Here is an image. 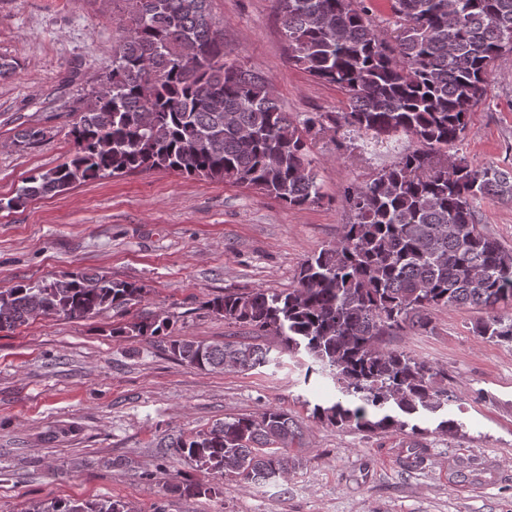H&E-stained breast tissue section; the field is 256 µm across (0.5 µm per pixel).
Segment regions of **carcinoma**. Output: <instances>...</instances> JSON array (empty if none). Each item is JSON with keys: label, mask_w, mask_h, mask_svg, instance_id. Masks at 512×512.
<instances>
[{"label": "carcinoma", "mask_w": 512, "mask_h": 512, "mask_svg": "<svg viewBox=\"0 0 512 512\" xmlns=\"http://www.w3.org/2000/svg\"><path fill=\"white\" fill-rule=\"evenodd\" d=\"M128 34L112 72L69 135L71 159L26 180L12 209L106 175L174 170L246 184L291 207L320 203L309 159L312 136L362 135L396 155L371 180L344 189L354 220L340 240L301 264L293 287L240 290L209 302L224 322L272 331L280 353L306 374L331 378L344 396L314 417L364 432L392 430L416 448L423 431L404 417L448 400L447 372L388 346L423 332L439 308L487 313L477 335L512 343V248L479 224L478 204L512 199V168L448 156L484 97L495 62L512 53V0H392L394 43L361 0H277L291 63L344 92V110L300 122L257 70L227 61L208 0H129ZM409 141L401 147L400 143ZM143 288L104 275H71L0 290V331L54 311L69 319L123 308ZM128 331L165 338L179 360L202 370L246 372L271 362L270 348L173 338L169 319ZM299 427L280 409L224 418L173 447L211 474L267 485L301 461L288 453ZM175 493L213 497L188 478ZM27 512H132L121 500L37 502Z\"/></svg>", "instance_id": "carcinoma-1"}]
</instances>
